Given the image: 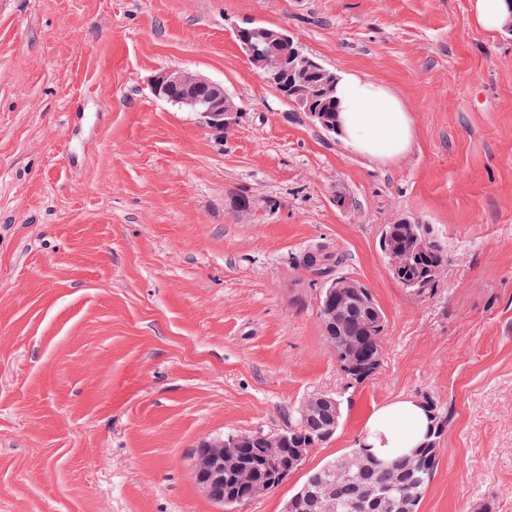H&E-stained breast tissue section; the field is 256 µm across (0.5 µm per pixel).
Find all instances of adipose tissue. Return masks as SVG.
<instances>
[{
	"label": "adipose tissue",
	"mask_w": 512,
	"mask_h": 512,
	"mask_svg": "<svg viewBox=\"0 0 512 512\" xmlns=\"http://www.w3.org/2000/svg\"><path fill=\"white\" fill-rule=\"evenodd\" d=\"M335 96L339 131L353 152L371 160H393L409 150L411 118L386 85L342 72L337 76ZM428 426V414L418 401L399 398L371 414L360 444L379 458L391 460L421 445Z\"/></svg>",
	"instance_id": "adipose-tissue-1"
}]
</instances>
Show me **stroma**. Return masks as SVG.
<instances>
[{
	"label": "stroma",
	"instance_id": "35a3bbf8",
	"mask_svg": "<svg viewBox=\"0 0 512 512\" xmlns=\"http://www.w3.org/2000/svg\"><path fill=\"white\" fill-rule=\"evenodd\" d=\"M472 5L0 0V512H284L407 396L448 418L418 512H512V34ZM253 24L388 85L410 150L369 160L296 111L235 39ZM170 68L223 84L232 130L156 98ZM399 218L448 250L421 294L379 248ZM321 242L386 317L353 389L296 264ZM319 393L342 423L282 485L202 491L203 441L285 431Z\"/></svg>",
	"mask_w": 512,
	"mask_h": 512
}]
</instances>
